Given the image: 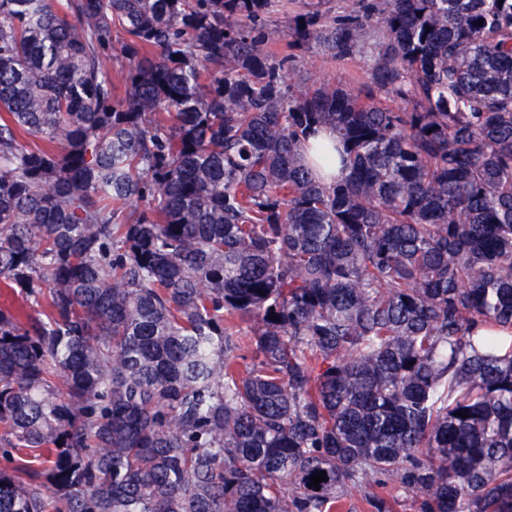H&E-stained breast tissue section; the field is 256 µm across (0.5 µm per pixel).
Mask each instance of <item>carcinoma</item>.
Listing matches in <instances>:
<instances>
[{"label": "carcinoma", "instance_id": "carcinoma-1", "mask_svg": "<svg viewBox=\"0 0 512 512\" xmlns=\"http://www.w3.org/2000/svg\"><path fill=\"white\" fill-rule=\"evenodd\" d=\"M282 2L0 0V512H512V0ZM295 2L288 3V6L278 14L273 15L270 19V24L273 28L277 29L281 33L288 32L289 22L298 13H304L308 10H312V5H318L322 11H330L331 13L339 11L340 2L339 0H294ZM303 2L312 1L314 4L307 5ZM321 1V2H317ZM370 47L352 56L336 58L325 55L316 46L288 51L297 55L294 63V81L300 87L310 86L317 81L332 87L356 89L367 81L368 65L372 55L376 54L373 46Z\"/></svg>", "mask_w": 512, "mask_h": 512}]
</instances>
